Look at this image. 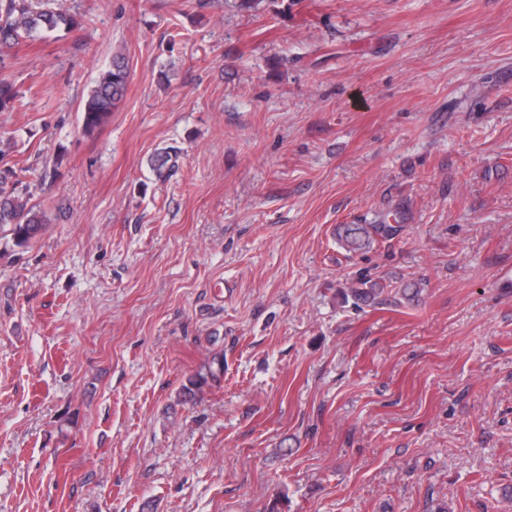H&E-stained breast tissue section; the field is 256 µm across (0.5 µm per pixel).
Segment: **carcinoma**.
<instances>
[{"label":"carcinoma","instance_id":"obj_1","mask_svg":"<svg viewBox=\"0 0 512 512\" xmlns=\"http://www.w3.org/2000/svg\"><path fill=\"white\" fill-rule=\"evenodd\" d=\"M81 22L67 10H38L35 0H0V65L18 47L21 41L44 31L74 30ZM130 83L126 57L119 53L104 70L91 90L81 113L82 130L87 135L98 132L107 122L112 110L123 100ZM26 96L8 81L0 80V112H12L26 106ZM6 150L0 148V226L7 224L17 242L25 244L45 230V216L30 202L28 187L23 185L16 165L4 162ZM402 219L395 211L383 217L378 224H339L336 238L350 252L362 250L378 240L387 239L398 231L396 223ZM383 289L367 279L356 281L349 289L354 303L375 300ZM224 371V357L212 358L210 369L189 380L191 386L201 388Z\"/></svg>","mask_w":512,"mask_h":512}]
</instances>
